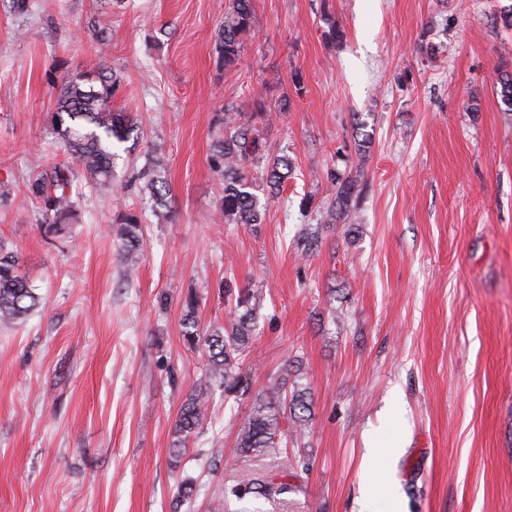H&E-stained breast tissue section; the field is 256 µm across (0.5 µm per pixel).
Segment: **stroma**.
<instances>
[{
  "instance_id": "1",
  "label": "stroma",
  "mask_w": 512,
  "mask_h": 512,
  "mask_svg": "<svg viewBox=\"0 0 512 512\" xmlns=\"http://www.w3.org/2000/svg\"><path fill=\"white\" fill-rule=\"evenodd\" d=\"M231 0H0V245L40 304L0 325V512H213L259 465L236 436L270 379L311 387L301 492L263 512H512V0H253L237 63L215 53ZM109 19L100 39L88 27ZM108 52L120 145L112 194L83 179L79 209L46 232L25 185L33 156L66 161L51 125L61 79ZM270 112L265 135L293 174L262 223L216 219L210 167L226 106ZM362 121L372 144L358 156ZM168 157L169 214L137 171ZM360 178L347 219L320 225L330 175ZM135 213V274L115 228ZM319 242L304 251L306 225ZM256 299L249 393L215 396L170 464L171 429L205 369L183 342L239 290ZM223 456H213V449ZM193 477L182 500L178 486Z\"/></svg>"
}]
</instances>
